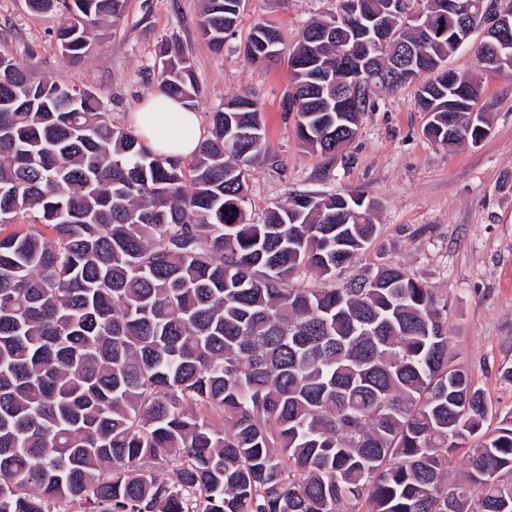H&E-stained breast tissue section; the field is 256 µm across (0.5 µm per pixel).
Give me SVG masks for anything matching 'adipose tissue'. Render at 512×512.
I'll list each match as a JSON object with an SVG mask.
<instances>
[{"instance_id":"adipose-tissue-1","label":"adipose tissue","mask_w":512,"mask_h":512,"mask_svg":"<svg viewBox=\"0 0 512 512\" xmlns=\"http://www.w3.org/2000/svg\"><path fill=\"white\" fill-rule=\"evenodd\" d=\"M130 122L144 143L173 161L190 157L202 139L197 112L159 92L131 113Z\"/></svg>"}]
</instances>
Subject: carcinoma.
I'll return each instance as SVG.
<instances>
[{
	"label": "carcinoma",
	"instance_id": "obj_1",
	"mask_svg": "<svg viewBox=\"0 0 512 512\" xmlns=\"http://www.w3.org/2000/svg\"><path fill=\"white\" fill-rule=\"evenodd\" d=\"M204 2L220 52L245 0ZM28 6L60 12L74 65L125 0ZM328 20L290 51L287 111L333 157L371 89L349 109L321 83L351 73L358 24L343 13L324 43ZM275 34L253 26L251 62ZM400 35L427 75L425 136L474 144L480 84L436 70L454 33ZM158 82L191 109L201 94L178 44L160 48ZM211 119L190 162H172L94 93L0 55V512H512V410L453 364L445 307L398 266L334 285L376 234L347 194H295L247 222L261 107L235 95ZM475 434L467 479L448 484L449 454Z\"/></svg>",
	"mask_w": 512,
	"mask_h": 512
}]
</instances>
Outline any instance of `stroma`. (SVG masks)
Instances as JSON below:
<instances>
[{
    "label": "stroma",
    "mask_w": 512,
    "mask_h": 512,
    "mask_svg": "<svg viewBox=\"0 0 512 512\" xmlns=\"http://www.w3.org/2000/svg\"><path fill=\"white\" fill-rule=\"evenodd\" d=\"M203 0H126L120 23L100 29L84 62H65L54 39L56 13H36L25 0H0V53L28 64L34 79L94 92L117 125L142 98L158 92L157 55L181 44L191 57L202 95L195 107L202 128L225 99L249 92L259 101L271 161L248 180L247 217L294 192L363 193L373 204L377 235L341 276L348 282L382 264L420 278L448 304L449 348L475 384L502 411L512 410V384L499 369L512 363V81L482 68V32L453 52L449 68L477 76L478 107L490 122L477 146L431 142L410 82L374 95L348 147L330 158L305 148L293 113L283 104L290 85L287 60L252 64L244 44L254 24L273 21L293 47L312 19L334 13L336 0H246L235 34L213 53L199 30Z\"/></svg>",
    "instance_id": "1"
}]
</instances>
